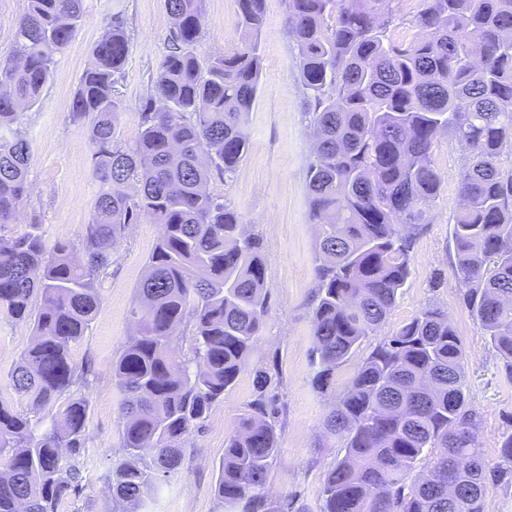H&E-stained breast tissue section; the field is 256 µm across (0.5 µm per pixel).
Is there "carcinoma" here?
Segmentation results:
<instances>
[{"mask_svg":"<svg viewBox=\"0 0 512 512\" xmlns=\"http://www.w3.org/2000/svg\"><path fill=\"white\" fill-rule=\"evenodd\" d=\"M204 0H165L174 20L151 76L134 145L118 131L132 47L121 10L106 18L72 117L90 118L94 196L80 241L45 249L39 226L0 241V314L32 322L34 344L8 375L26 399L0 400V512H58L83 489L91 365L71 346L97 316L96 282L117 239L145 219L162 227L137 288L138 335L112 360L122 395L125 459L112 497L152 512L184 459V442L238 378L268 313L263 242L205 189L232 179L247 149L243 119L258 91L265 0H236L240 44L202 63ZM289 36L316 133L306 180L313 251L312 365L319 386L390 314L410 274L441 178L432 148L446 132L466 151L452 227L460 302L512 380V0H420L419 37L397 44L395 0H287ZM84 0H26L13 60L0 64V232L27 191L23 109L38 101L83 18ZM135 186V193L128 192ZM42 310L30 317L33 294ZM189 335L180 336L181 325ZM188 343L179 354V344ZM466 353L448 314L422 308L356 367L326 417L344 455L326 473L319 512H484L512 487V432L485 461L468 398ZM257 376L238 429L224 440L215 493L223 512H289L266 493L279 408Z\"/></svg>","mask_w":512,"mask_h":512,"instance_id":"1","label":"carcinoma"}]
</instances>
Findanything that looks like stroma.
Here are the masks:
<instances>
[{
	"label": "stroma",
	"instance_id": "obj_1",
	"mask_svg": "<svg viewBox=\"0 0 512 512\" xmlns=\"http://www.w3.org/2000/svg\"><path fill=\"white\" fill-rule=\"evenodd\" d=\"M122 5L133 46L120 87L124 110L119 128L122 140L131 145L139 135L141 105L172 21L164 0H122ZM111 10L112 0H84L81 25L40 99L24 113L23 130L31 147L28 193L5 237L19 236L37 224L50 247L58 241L79 242L85 231L94 191L87 147L89 122L73 119L71 103L81 74L94 63L103 18ZM237 13L236 0H206L202 37L195 49L199 58L238 45ZM287 28L286 0H266L260 85L244 122L247 153L232 181L213 179L207 185L211 194L223 196L225 205L240 214L246 232L264 241L266 324L233 387L212 406L203 426L187 436L184 463L158 491L154 512H217L215 482L224 440L235 431L253 396L258 371L273 362L279 371L273 385L281 407V430L268 492L273 499L288 498L305 512H317L325 474L344 454L325 429L335 396L349 386L356 366L376 344L429 304L447 312L462 338L467 354L466 390L481 414L477 439L487 460H496L503 434L512 430V381L477 322L461 308L450 267L457 180L466 154L445 134L439 136L433 153L440 194L414 244L410 275L392 312L356 354L336 368L328 388L314 382L311 258L317 228L309 220L306 168L315 138ZM161 232V225L144 220L116 241L113 264L96 283L99 312L85 336L71 347L76 364L93 362L96 378L84 391L89 401L86 451L80 459L84 488L79 501H65L60 512L123 510L108 488L112 466L123 457L120 395L112 384L111 367L122 343L136 333L131 315L134 296ZM31 343L29 325L0 315V399L19 411L26 409L27 402L5 382Z\"/></svg>",
	"mask_w": 512,
	"mask_h": 512
}]
</instances>
